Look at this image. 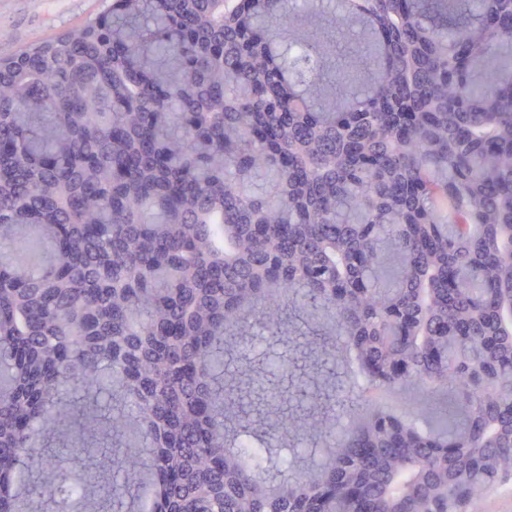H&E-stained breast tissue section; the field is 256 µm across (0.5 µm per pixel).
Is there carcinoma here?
Instances as JSON below:
<instances>
[{"instance_id": "cac0c4a2", "label": "carcinoma", "mask_w": 512, "mask_h": 512, "mask_svg": "<svg viewBox=\"0 0 512 512\" xmlns=\"http://www.w3.org/2000/svg\"><path fill=\"white\" fill-rule=\"evenodd\" d=\"M105 0L0 55V512H472L512 480V0ZM318 336L270 397L224 336ZM404 369L386 379L396 363ZM448 394L433 415L363 399ZM336 438L304 470L288 441ZM148 447L141 469L124 464Z\"/></svg>"}]
</instances>
